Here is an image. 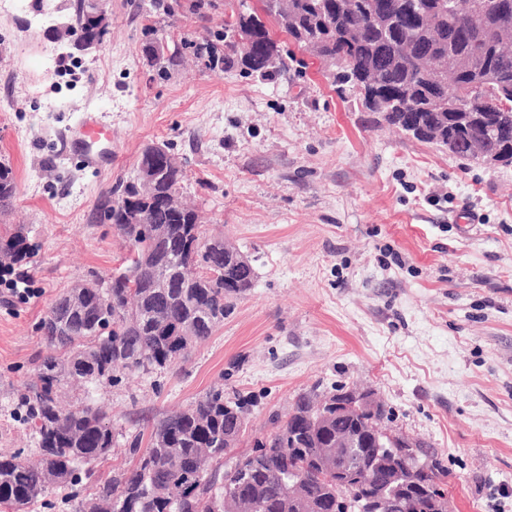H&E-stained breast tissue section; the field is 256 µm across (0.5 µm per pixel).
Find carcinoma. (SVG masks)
I'll list each match as a JSON object with an SVG mask.
<instances>
[{"instance_id":"1","label":"carcinoma","mask_w":512,"mask_h":512,"mask_svg":"<svg viewBox=\"0 0 512 512\" xmlns=\"http://www.w3.org/2000/svg\"><path fill=\"white\" fill-rule=\"evenodd\" d=\"M265 8L367 111L383 113L394 125L392 102L400 99L412 121L454 133L453 154L467 159L472 145L483 143L512 155V122L466 121L472 112L491 109L488 73L512 95V0H285L281 10L265 0ZM104 34L78 8L77 26L69 31L73 46L100 42ZM239 42L245 45L241 64L249 73L269 77L284 66L256 14L241 10L224 21V62L232 63ZM160 173L153 197L138 198L133 181L122 193L143 212L144 223H126L124 207L112 210L117 233L148 250L149 265L130 271L124 281L97 279L92 288L67 289L39 322L51 352L35 366L20 396L37 460L0 453V506L29 512L59 490L72 512H224L226 496L240 500L245 512H299L289 502L288 482L296 476L309 512H360L355 491L341 492L336 502V475L320 467L319 457L333 451L336 435L357 433L365 423L356 412L327 407L325 436L313 442L298 419L312 411L320 398L315 392L298 395L290 409L293 420L255 441L260 455L242 472L222 468L224 455L237 447L246 428L252 401L214 387L156 420L147 446L139 434L128 439L125 454L132 465L99 474L98 465L112 455L115 435L111 417L92 392L130 373L186 361L253 287L252 266L227 267L224 257L207 251L195 210L165 204L166 192L181 184L183 172L162 167ZM16 190L12 167L1 161L0 204ZM154 224L164 225L166 233L153 239ZM0 256L25 262L27 237L17 232L0 240ZM164 271L167 287H153ZM187 327L194 335H176ZM74 385L84 388L86 398L66 408L61 395ZM358 462L382 487L401 466L386 457L377 461L371 451ZM443 477L445 471L437 467L419 472L414 489L438 487Z\"/></svg>"}]
</instances>
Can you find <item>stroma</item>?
I'll return each mask as SVG.
<instances>
[{"label":"stroma","instance_id":"1","mask_svg":"<svg viewBox=\"0 0 512 512\" xmlns=\"http://www.w3.org/2000/svg\"><path fill=\"white\" fill-rule=\"evenodd\" d=\"M286 54L261 78L213 63L239 6ZM77 0L0 13V162L17 191L0 239L23 232L39 294L0 296V452L29 449L22 385L49 349L38 324L64 290L109 277L128 246L104 216L143 149L165 143L208 237L253 262L251 291L187 362L99 390L116 446L215 384L254 405L238 454L298 393L371 391L390 431L448 472L449 512H512V164L418 140L340 91L263 0H100L108 32L73 48ZM162 45L161 62L150 48ZM95 113L112 156L85 166L68 134Z\"/></svg>","mask_w":512,"mask_h":512}]
</instances>
